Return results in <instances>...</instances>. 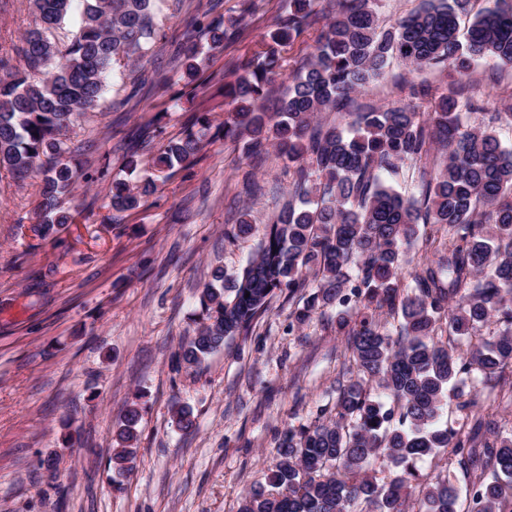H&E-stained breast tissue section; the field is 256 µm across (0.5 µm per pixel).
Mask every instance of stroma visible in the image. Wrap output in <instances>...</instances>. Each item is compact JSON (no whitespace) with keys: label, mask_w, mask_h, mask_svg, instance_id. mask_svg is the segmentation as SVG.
I'll return each instance as SVG.
<instances>
[{"label":"stroma","mask_w":512,"mask_h":512,"mask_svg":"<svg viewBox=\"0 0 512 512\" xmlns=\"http://www.w3.org/2000/svg\"><path fill=\"white\" fill-rule=\"evenodd\" d=\"M287 2L256 0L244 37L205 60L213 81L194 103L179 101L182 69L164 50L138 105L124 101L128 79H110L99 107L69 131L86 148L71 157L80 174L68 200L74 221L53 236L29 230L34 180L0 170V512H237L244 491L276 464L279 434L334 406L344 339L317 320L289 331L293 307L280 297L249 336L226 341L199 368L174 363L202 321L198 290L211 266L235 271L258 246L255 237L224 240L228 209L247 200L244 182L284 188L288 174L275 152L258 162L220 136L185 169L157 174L152 158L160 140L183 135L193 110L223 124L231 63L256 50ZM208 8L209 0H157L166 41ZM32 20L29 0H0V75L19 65ZM413 82L437 96L451 79L395 60L356 99L398 106ZM466 82L479 104L471 124L512 102V68L481 61ZM149 120L162 134L140 148L137 173L155 175L158 192L115 212L109 187L124 142ZM133 402L139 438L133 468L121 474L110 464L114 433ZM178 405L191 410L192 430L176 426Z\"/></svg>","instance_id":"35a3bbf8"}]
</instances>
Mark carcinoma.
<instances>
[{"label": "carcinoma", "mask_w": 512, "mask_h": 512, "mask_svg": "<svg viewBox=\"0 0 512 512\" xmlns=\"http://www.w3.org/2000/svg\"><path fill=\"white\" fill-rule=\"evenodd\" d=\"M324 1L329 20L289 77L287 97L272 112L259 109L283 55L319 24ZM154 2L84 0L78 31L60 42L53 32L72 0H32L21 63L0 76V166L21 180L42 175L34 235L46 238L73 221L64 204L78 171L67 160L66 133L76 116L99 107L108 73L124 62L131 96L141 92L162 39ZM253 2L242 0L240 13L226 18L216 0L209 21L186 23L171 57L187 85L198 80L201 56L242 34ZM487 2L462 35L468 0H422L388 27L379 23L380 0H288L260 49L233 64L237 77L224 85V97L235 108L224 119V138L259 159L274 148L288 160L290 181L246 266L212 270L199 293L203 322L181 345L177 363L200 365L227 339L249 335L275 297L292 301L302 293L308 298L289 329L316 317L334 322L349 354L336 376L334 407L280 434L275 469L266 484L244 493L238 512H351L360 499L374 506L370 512H406L412 497L417 512H458L452 468L469 486L467 512H512L509 420L477 413L472 426L459 429L443 420L448 392L469 379L499 388L512 368V149L494 130L496 122L512 121V112H491L484 125L472 126L464 115L477 105L458 85L421 112L417 101L432 98L423 84L412 85L411 100L400 106L345 111L394 59L459 76L479 60L512 68V0ZM324 112L339 120L323 122ZM209 129L206 114L191 118L183 137L160 144L153 166L166 171L191 162ZM433 150L445 161L429 171L423 160ZM407 171L418 174L416 195L391 185ZM156 188L149 175L138 184L115 177L112 209L134 210ZM256 224L246 204L224 239L246 238ZM445 228L452 231L446 251L433 260L417 256L420 270L403 284L407 255ZM385 316L397 321L394 330ZM491 322L492 334L458 348ZM443 331L445 342L437 338ZM140 419L135 406L122 411L112 456L122 473L131 470ZM377 459L396 469L382 485L369 475ZM423 460L440 472L421 474Z\"/></svg>", "instance_id": "cac0c4a2"}]
</instances>
